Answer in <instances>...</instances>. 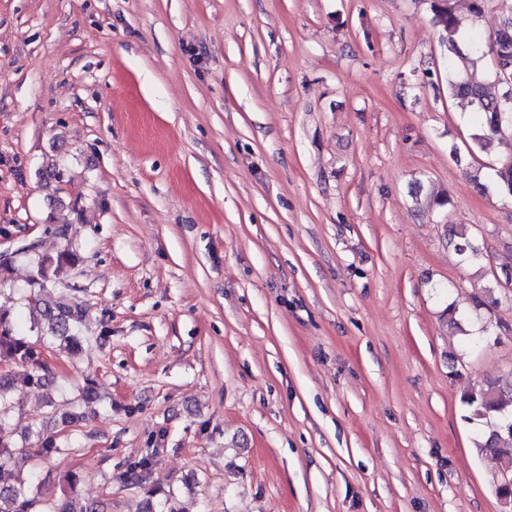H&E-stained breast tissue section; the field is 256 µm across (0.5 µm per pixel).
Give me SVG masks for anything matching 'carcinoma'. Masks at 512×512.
<instances>
[{
  "label": "carcinoma",
  "mask_w": 512,
  "mask_h": 512,
  "mask_svg": "<svg viewBox=\"0 0 512 512\" xmlns=\"http://www.w3.org/2000/svg\"><path fill=\"white\" fill-rule=\"evenodd\" d=\"M433 22L440 30V47L448 59L454 58L465 64L474 65L494 50L512 55V4L506 7L500 28L488 50L480 46H471L463 50L457 40L458 20L451 0H431ZM495 82L504 87L499 94L490 92L487 85L465 79L454 72H448V96L469 100L480 117L479 129L470 135V148L487 152L494 141L505 134L512 133V85L501 73H495ZM496 179L490 183L480 181V176L473 175L477 187L512 196V158L500 161L493 168ZM451 236L457 238L456 250L465 260L473 265L482 263L484 254L466 230L450 229ZM79 256L65 248L54 256L33 253L34 272L29 280L26 295L28 305L37 309L41 322L34 324L37 341L32 342L25 335L18 334L13 326L10 314L0 309V359L4 358L21 367L41 368V351L37 343L54 345L72 354L81 349L78 335L80 325L86 318L87 308L78 302L51 303L44 299L48 289L64 284L69 271L77 265ZM14 379L0 375V423L5 421L12 411L10 392ZM465 415L464 420L482 426L474 439L475 450L479 454L498 458L504 471L512 473V386L504 387L493 382L474 385L460 396ZM64 449L51 436L39 437L37 454L44 458L59 456ZM12 450L9 445L0 442V512H101L93 502L76 508V487L78 478L67 474L65 481L69 493L64 496L48 497L42 491V482L34 472L24 476L14 472L9 465ZM151 462L147 459L135 461L129 465L132 481L143 488L147 498L143 512H180L171 503V498L154 505L153 498L157 491L146 485Z\"/></svg>",
  "instance_id": "carcinoma-1"
}]
</instances>
